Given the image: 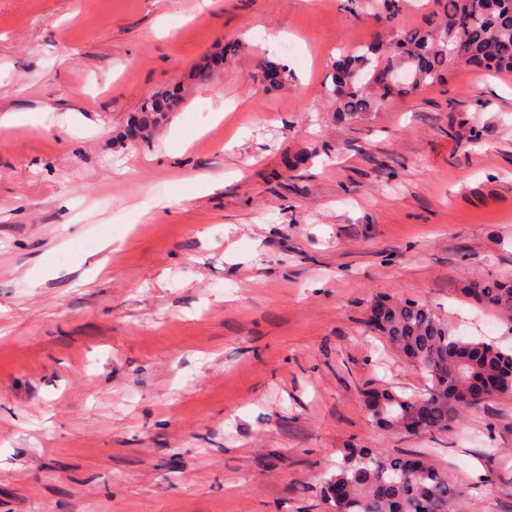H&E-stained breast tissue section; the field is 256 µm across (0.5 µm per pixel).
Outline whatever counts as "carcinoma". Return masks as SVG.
Instances as JSON below:
<instances>
[{
	"label": "carcinoma",
	"instance_id": "carcinoma-1",
	"mask_svg": "<svg viewBox=\"0 0 512 512\" xmlns=\"http://www.w3.org/2000/svg\"><path fill=\"white\" fill-rule=\"evenodd\" d=\"M440 21L398 31L391 50L360 46L333 63L330 94L336 112L355 119L394 96L414 93L443 80L453 47L464 61L497 73L512 74V0H436ZM168 96L147 97L129 131L152 126L171 110ZM475 303L511 313L512 279H477L463 288ZM367 329L386 339L405 363L428 381L426 392L403 397L388 394L386 416L412 419L426 409L420 433L448 431L458 409L473 405V389L492 384L512 395V350L457 336L433 310L417 301H377ZM330 512H462L468 491L421 453L387 454L351 446L336 472L325 480Z\"/></svg>",
	"mask_w": 512,
	"mask_h": 512
}]
</instances>
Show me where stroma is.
<instances>
[{"label":"stroma","mask_w":512,"mask_h":512,"mask_svg":"<svg viewBox=\"0 0 512 512\" xmlns=\"http://www.w3.org/2000/svg\"><path fill=\"white\" fill-rule=\"evenodd\" d=\"M433 8L0 0V116H36L0 126V512H329L353 445L431 452L464 512H512V395L436 435L377 427L363 397L427 385L367 330L382 297L512 349V316L463 293L512 278V74L454 64L351 121L324 92ZM269 61L285 85L257 80ZM195 173L220 188L192 195ZM172 100L168 96L151 95L147 97L138 113L133 117L130 122L129 131L141 132L147 127L156 124L162 120L165 112H170Z\"/></svg>","instance_id":"1"}]
</instances>
